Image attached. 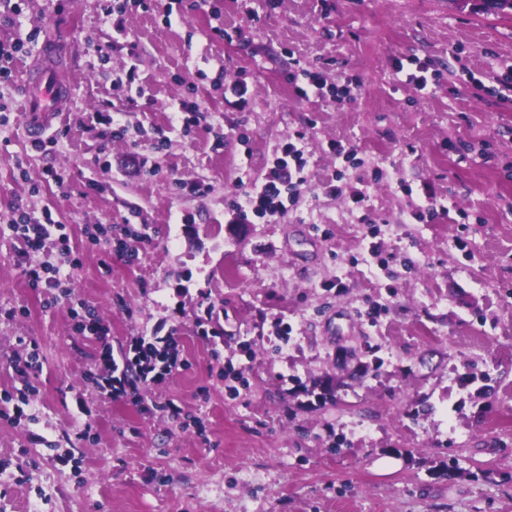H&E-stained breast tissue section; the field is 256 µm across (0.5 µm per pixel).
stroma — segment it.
<instances>
[{"label": "stroma", "instance_id": "obj_1", "mask_svg": "<svg viewBox=\"0 0 512 512\" xmlns=\"http://www.w3.org/2000/svg\"><path fill=\"white\" fill-rule=\"evenodd\" d=\"M102 5L0 0L17 21L0 40H28L0 83V512H512V93L496 81L512 18L459 0H152L128 5L120 34ZM50 42L72 89L42 153L20 85ZM411 56L443 75L428 94L393 71ZM305 69L345 85L344 105L299 100L288 78ZM128 72L131 90L113 89ZM236 80L243 109L224 100ZM188 94L207 119L185 131L169 106ZM296 133L313 182L277 222L237 223L234 194ZM49 169L67 186L44 182ZM335 175L338 197L323 188ZM432 197L447 215L414 220ZM17 204L50 209L80 254L57 288L21 273ZM128 217L135 260L112 235L88 240V225ZM79 313L101 334L77 332ZM207 313L217 335L201 333ZM134 336L174 337L183 366L109 399L100 352ZM368 344L383 365L364 376ZM31 353L39 368L21 376ZM469 365L494 396L461 384ZM324 374L346 383L345 406L304 394Z\"/></svg>", "mask_w": 512, "mask_h": 512}]
</instances>
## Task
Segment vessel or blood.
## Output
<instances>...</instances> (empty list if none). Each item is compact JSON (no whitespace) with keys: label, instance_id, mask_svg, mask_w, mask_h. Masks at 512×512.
Segmentation results:
<instances>
[{"label":"vessel or blood","instance_id":"vessel-or-blood-1","mask_svg":"<svg viewBox=\"0 0 512 512\" xmlns=\"http://www.w3.org/2000/svg\"><path fill=\"white\" fill-rule=\"evenodd\" d=\"M70 89L68 72L57 70L48 75L40 68L28 70L23 96L32 136L42 137L51 129L58 113L64 109Z\"/></svg>","mask_w":512,"mask_h":512}]
</instances>
